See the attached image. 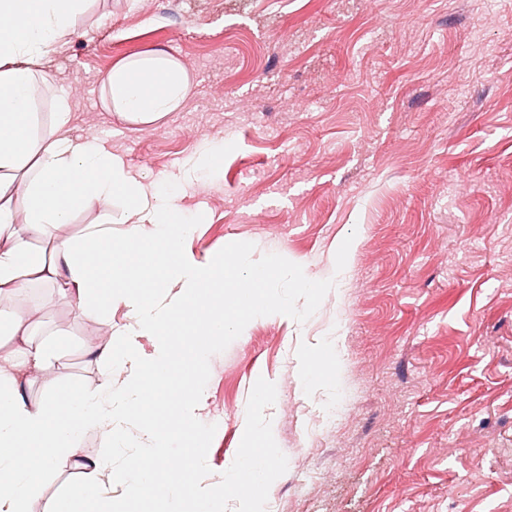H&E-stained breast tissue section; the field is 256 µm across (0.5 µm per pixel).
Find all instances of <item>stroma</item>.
<instances>
[{
  "label": "stroma",
  "mask_w": 512,
  "mask_h": 512,
  "mask_svg": "<svg viewBox=\"0 0 512 512\" xmlns=\"http://www.w3.org/2000/svg\"><path fill=\"white\" fill-rule=\"evenodd\" d=\"M154 49L189 91L158 123H127L102 83ZM38 71L42 115L65 96L70 136L94 134L144 181L223 144L178 199L196 255L281 253L313 281L356 242L340 291H289L288 315L210 341L193 433L167 439L172 460L205 458L184 476L203 512H244L220 489L264 427L275 465L249 494L277 512H512V0H89ZM28 299L67 351L60 381L95 388L85 350L104 327L52 285ZM334 344L340 389H308L305 360L331 367ZM144 421L125 417L108 449L82 437L113 478L83 500L126 499Z\"/></svg>",
  "instance_id": "1"
}]
</instances>
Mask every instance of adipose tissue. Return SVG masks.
<instances>
[{
  "mask_svg": "<svg viewBox=\"0 0 512 512\" xmlns=\"http://www.w3.org/2000/svg\"><path fill=\"white\" fill-rule=\"evenodd\" d=\"M85 7L86 0H0V298L58 283L62 297L120 337L86 350L100 368L95 388L57 387L33 402L26 385L46 377L63 355L55 344L35 341L37 308L13 312L7 330H0V512H75L69 494H43V478L78 465L86 487L111 481L106 458L80 460V440L95 429L111 444L115 422L144 406L153 414L147 427L152 451L138 459L129 490L154 495V478L172 464L164 438L175 428L192 432L188 407L200 392L206 358L199 336L223 335L233 303L243 302L237 321L245 324L287 314L289 289L310 300L323 289L297 278L277 256L240 278L251 259L233 244L223 259L197 257L186 245L193 225L176 203L178 188L137 179L95 136H66L71 112L65 98L50 115L49 133H40L36 68L48 47L71 34ZM189 85L185 68L156 50L113 65L102 101L124 121L152 125L179 108ZM112 199L121 202L114 218L120 233L96 223L82 238L55 242L48 259L31 255V238ZM120 309L129 321L118 329L112 315ZM126 336H154L161 347L117 389L112 367L130 357ZM172 341L190 348L189 364L172 359ZM266 439L263 432L249 436L247 452L226 472L225 494L240 495L245 484L268 478L273 462L256 449Z\"/></svg>",
  "mask_w": 512,
  "mask_h": 512,
  "instance_id": "1",
  "label": "adipose tissue"
}]
</instances>
